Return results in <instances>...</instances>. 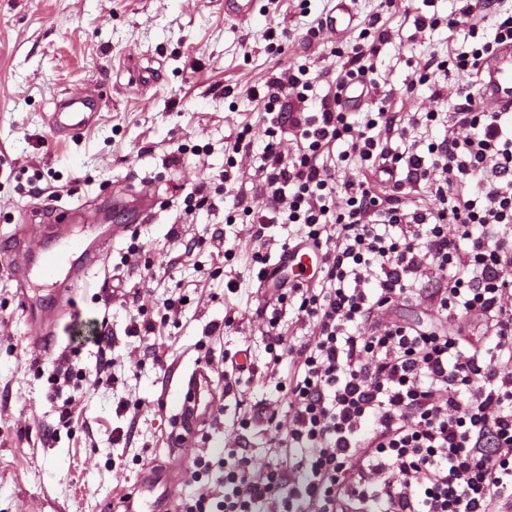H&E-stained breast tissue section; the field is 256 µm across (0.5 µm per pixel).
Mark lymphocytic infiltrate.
Returning a JSON list of instances; mask_svg holds the SVG:
<instances>
[{
    "instance_id": "lymphocytic-infiltrate-1",
    "label": "lymphocytic infiltrate",
    "mask_w": 512,
    "mask_h": 512,
    "mask_svg": "<svg viewBox=\"0 0 512 512\" xmlns=\"http://www.w3.org/2000/svg\"><path fill=\"white\" fill-rule=\"evenodd\" d=\"M486 0H465L450 26L463 25L477 43L453 54L458 73L474 74L504 40H512V12L493 39L478 41ZM310 69L270 74L265 112L286 107L294 90L309 88ZM426 120L441 116L443 97ZM464 136H449L420 155L407 144L417 119L401 123L385 108L352 124L335 101L291 121L307 146L284 155L267 141L257 177L267 207L257 215L253 240L266 225L300 224L302 243L323 252L322 287L280 291L300 296L299 314L315 335L301 346L302 362L288 381L292 411L278 460L256 472L250 458L224 451V482L212 490L197 464L194 499L181 512H512V123L483 112L473 94L443 114ZM405 140L392 150V138ZM347 144L341 162L364 168L361 180L342 179L323 156ZM402 170L389 192L376 173ZM477 181L469 198L464 188ZM425 186L429 204L409 207L407 188ZM377 288L367 293L368 275ZM447 277L436 297L442 317L481 315L482 344L465 328H379L378 310L419 294L420 278ZM301 449L307 463L296 479L291 459Z\"/></svg>"
}]
</instances>
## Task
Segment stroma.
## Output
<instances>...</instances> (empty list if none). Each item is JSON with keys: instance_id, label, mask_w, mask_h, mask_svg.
<instances>
[{"instance_id": "stroma-1", "label": "stroma", "mask_w": 512, "mask_h": 512, "mask_svg": "<svg viewBox=\"0 0 512 512\" xmlns=\"http://www.w3.org/2000/svg\"><path fill=\"white\" fill-rule=\"evenodd\" d=\"M462 5L397 0L385 10L380 0H359L362 22L377 21L388 34L373 60L374 106L427 111L429 86L410 81L430 56L469 49L463 28L445 23ZM333 6L281 0L274 10L258 0L240 23L225 16L224 0H0V512H103L144 467L168 462L178 379L203 360L220 373L225 357L244 354L249 367L208 436L183 457L210 461L212 485L225 447L259 470L274 463L275 434L249 423L235 398L288 420L278 383L293 358L272 367L273 332L298 345L314 327L299 315V298L282 305L261 292L251 259L250 214L265 203L255 173L270 117L250 92L263 90L271 72L304 64L319 79L288 109L319 111L343 64L335 36L320 27ZM419 13L439 17L438 27L416 29ZM88 88L104 96L99 122L58 141L48 113L63 95ZM242 131L252 147L232 154ZM120 185L152 186L164 205L109 244L104 264L74 296L75 320L62 326L54 353L40 354L3 241L53 220L46 192L62 207L98 211ZM420 286V297L393 303L381 323H428L442 283ZM168 298L175 307L161 313ZM140 307L157 324L148 344L128 333ZM104 329L112 343L103 351L96 338ZM62 353L72 377L56 388L50 376ZM107 358L112 379L94 384ZM66 406L68 426L59 421Z\"/></svg>"}]
</instances>
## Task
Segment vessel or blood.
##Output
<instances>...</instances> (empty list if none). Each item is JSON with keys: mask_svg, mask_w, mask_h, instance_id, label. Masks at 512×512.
Masks as SVG:
<instances>
[{"mask_svg": "<svg viewBox=\"0 0 512 512\" xmlns=\"http://www.w3.org/2000/svg\"><path fill=\"white\" fill-rule=\"evenodd\" d=\"M359 18L357 0H336L325 27L337 39H344ZM478 103L488 112H512V41L496 47L480 65L476 74ZM366 82L347 81L339 91L341 109L358 111L372 102ZM103 102L96 94L65 97L47 124L56 138L66 140L81 135L97 120ZM160 199L142 187L131 207L130 223L103 227L82 225L75 233L62 232L55 244L32 247L29 241L13 240L11 254L15 261L16 283L23 314L39 327L31 340L40 353H51L62 321L72 313L71 301L78 288L84 287L89 274L105 259L110 240L124 235L131 224L147 220L160 206ZM278 266L297 270L298 282H305L308 269L320 266L321 254L311 246L291 247L282 252ZM38 277L51 289L53 300L44 305L30 296L31 277ZM179 405L173 431L168 438L170 452L192 446L212 428L217 404L224 398V385L210 364H196L178 382ZM189 474L186 467L151 469L141 473L137 484L123 498L113 499L111 512H177L176 486Z\"/></svg>", "mask_w": 512, "mask_h": 512, "instance_id": "b4317fda", "label": "vessel or blood"}]
</instances>
